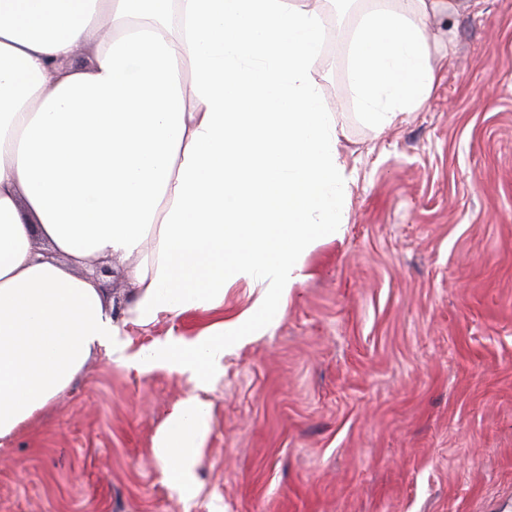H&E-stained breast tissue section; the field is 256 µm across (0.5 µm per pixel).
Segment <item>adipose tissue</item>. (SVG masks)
Here are the masks:
<instances>
[{"mask_svg": "<svg viewBox=\"0 0 512 512\" xmlns=\"http://www.w3.org/2000/svg\"><path fill=\"white\" fill-rule=\"evenodd\" d=\"M0 0V443L31 425L93 353L142 373L174 371L176 401L153 455L194 490L211 431L202 393L224 347L286 308L304 259L342 235L349 196L342 123L322 111L310 64L322 43L314 0ZM467 0H379L350 45L364 120L391 127L436 75L424 26ZM94 44L86 72L62 67ZM195 82L185 86L183 65ZM45 239L59 254L43 260ZM119 257L138 328L215 312L243 281L251 310L193 339L137 353L98 285L69 263Z\"/></svg>", "mask_w": 512, "mask_h": 512, "instance_id": "obj_1", "label": "adipose tissue"}]
</instances>
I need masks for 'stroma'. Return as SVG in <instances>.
<instances>
[{"label": "stroma", "instance_id": "obj_1", "mask_svg": "<svg viewBox=\"0 0 512 512\" xmlns=\"http://www.w3.org/2000/svg\"><path fill=\"white\" fill-rule=\"evenodd\" d=\"M373 0H325L311 65L352 176L342 238L306 256L283 315L224 353L194 492L153 457L192 384L94 354L0 447V512H512V0L431 20L439 83L375 130L348 47ZM99 283L115 320L126 264ZM214 320L128 327L139 350Z\"/></svg>", "mask_w": 512, "mask_h": 512}]
</instances>
